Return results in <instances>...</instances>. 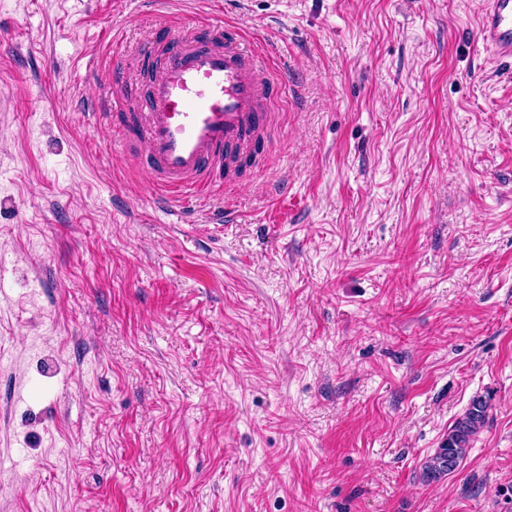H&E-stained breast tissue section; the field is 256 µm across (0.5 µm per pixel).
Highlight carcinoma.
Segmentation results:
<instances>
[{"label": "carcinoma", "instance_id": "1", "mask_svg": "<svg viewBox=\"0 0 512 512\" xmlns=\"http://www.w3.org/2000/svg\"><path fill=\"white\" fill-rule=\"evenodd\" d=\"M486 412V401L480 398L472 401L470 408L456 420L440 448L424 464L426 479H438L456 469L467 453L471 438L483 427Z\"/></svg>", "mask_w": 512, "mask_h": 512}]
</instances>
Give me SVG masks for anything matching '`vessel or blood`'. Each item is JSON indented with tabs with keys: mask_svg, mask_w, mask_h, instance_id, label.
Listing matches in <instances>:
<instances>
[{
	"mask_svg": "<svg viewBox=\"0 0 512 512\" xmlns=\"http://www.w3.org/2000/svg\"><path fill=\"white\" fill-rule=\"evenodd\" d=\"M174 28L165 17L158 38L144 47L153 73L134 89V112L122 127L127 143L143 144L137 162L162 206L222 193L227 174L254 154L284 91L221 21L199 20L187 39ZM478 39L495 58L512 59V0H487Z\"/></svg>",
	"mask_w": 512,
	"mask_h": 512,
	"instance_id": "1",
	"label": "vessel or blood"
}]
</instances>
